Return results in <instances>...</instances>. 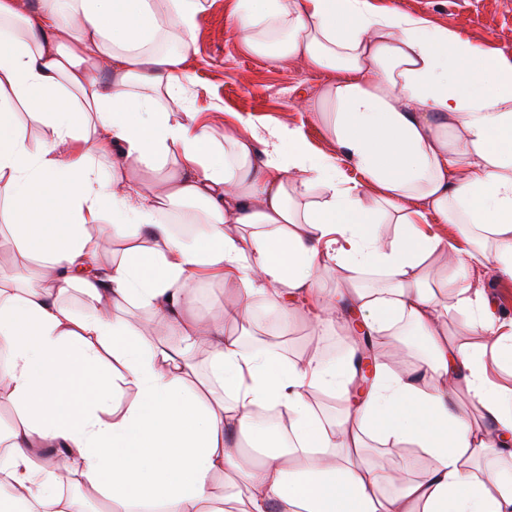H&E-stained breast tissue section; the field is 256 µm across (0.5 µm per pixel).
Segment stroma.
Returning <instances> with one entry per match:
<instances>
[{
    "mask_svg": "<svg viewBox=\"0 0 512 512\" xmlns=\"http://www.w3.org/2000/svg\"><path fill=\"white\" fill-rule=\"evenodd\" d=\"M197 20L191 66L199 84L194 89L197 108L216 132H223L233 114L253 116L271 124L301 127L313 151L336 149L314 114L320 92L335 80L332 72L305 68L293 60L270 63L263 55L246 51L227 22L231 0H211ZM433 25L458 33L471 43L503 53L512 60V0H376ZM247 345H262L273 353L293 357L312 349L322 354L344 351V330L315 333L306 317L293 318L290 335L249 336Z\"/></svg>",
    "mask_w": 512,
    "mask_h": 512,
    "instance_id": "obj_1",
    "label": "stroma"
}]
</instances>
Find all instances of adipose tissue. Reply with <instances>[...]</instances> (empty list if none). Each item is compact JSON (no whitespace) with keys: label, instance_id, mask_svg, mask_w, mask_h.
<instances>
[{"label":"adipose tissue","instance_id":"adipose-tissue-1","mask_svg":"<svg viewBox=\"0 0 512 512\" xmlns=\"http://www.w3.org/2000/svg\"><path fill=\"white\" fill-rule=\"evenodd\" d=\"M207 8L0 0V249L34 268L0 275L10 512H79L58 489L67 479L109 512H512V391L485 363L512 360V331L467 275L491 262L512 280V61L372 0H233L245 49L338 72L318 108L336 150L242 114L219 139L188 99ZM21 109L43 138L26 136ZM343 159L360 180L342 177ZM193 203L198 229L184 239L165 216ZM434 221L478 234L462 244L425 231ZM105 237L128 246L103 265ZM323 268L335 292L319 285ZM370 274L380 287H365ZM204 280L237 302L186 318ZM72 288L82 311L63 299ZM292 300L316 330L345 328L343 361L274 360L225 329L260 311L287 323ZM128 306L167 321L174 343H154ZM354 312L381 338L365 384ZM453 317L479 343L450 337ZM406 325L430 354L403 374L390 353ZM128 389L135 401L112 415ZM312 391L340 401L335 418ZM269 404L283 411V448L241 446L265 433L255 411ZM373 440L430 464L415 476L373 461ZM44 448L58 449L55 468Z\"/></svg>","mask_w":512,"mask_h":512}]
</instances>
